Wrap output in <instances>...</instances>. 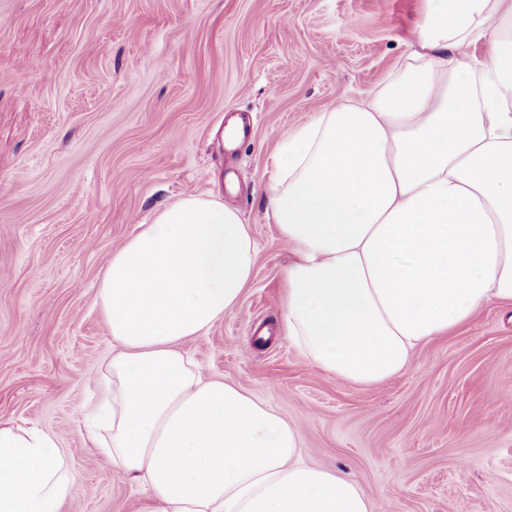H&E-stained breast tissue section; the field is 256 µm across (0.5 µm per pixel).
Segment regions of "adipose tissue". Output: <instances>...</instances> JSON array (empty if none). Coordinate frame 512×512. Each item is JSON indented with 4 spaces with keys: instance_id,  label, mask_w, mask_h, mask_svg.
Segmentation results:
<instances>
[{
    "instance_id": "ef3b65f1",
    "label": "adipose tissue",
    "mask_w": 512,
    "mask_h": 512,
    "mask_svg": "<svg viewBox=\"0 0 512 512\" xmlns=\"http://www.w3.org/2000/svg\"><path fill=\"white\" fill-rule=\"evenodd\" d=\"M411 58L283 137L268 188L290 250L281 327L360 386L480 307L512 309V0H428ZM255 261L251 225L213 196L137 225L97 288L120 349L83 420L149 486L140 512H373L356 481L300 461L274 408L180 349L240 305ZM74 482L52 434L0 423V512H61Z\"/></svg>"
}]
</instances>
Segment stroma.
<instances>
[{"label":"stroma","mask_w":512,"mask_h":512,"mask_svg":"<svg viewBox=\"0 0 512 512\" xmlns=\"http://www.w3.org/2000/svg\"><path fill=\"white\" fill-rule=\"evenodd\" d=\"M426 0H0V421L77 474L61 512H139L81 413L112 355L95 305L113 247L190 193L251 224L241 305L183 350L294 425L373 512H512V311L480 308L392 381L347 384L279 328L288 248L269 218L280 139L405 66ZM246 132L225 145L231 118Z\"/></svg>","instance_id":"stroma-1"}]
</instances>
